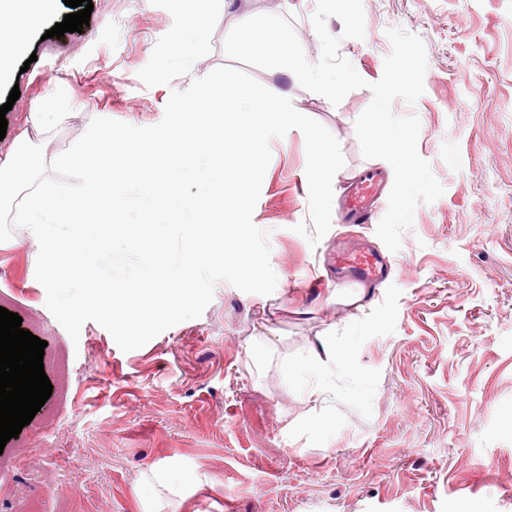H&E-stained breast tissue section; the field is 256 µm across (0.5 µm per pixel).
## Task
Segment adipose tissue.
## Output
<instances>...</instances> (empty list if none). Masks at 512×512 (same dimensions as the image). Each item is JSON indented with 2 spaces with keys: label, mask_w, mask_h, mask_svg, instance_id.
Returning <instances> with one entry per match:
<instances>
[{
  "label": "adipose tissue",
  "mask_w": 512,
  "mask_h": 512,
  "mask_svg": "<svg viewBox=\"0 0 512 512\" xmlns=\"http://www.w3.org/2000/svg\"><path fill=\"white\" fill-rule=\"evenodd\" d=\"M53 0H0V77L8 74L24 34L38 27Z\"/></svg>",
  "instance_id": "obj_1"
}]
</instances>
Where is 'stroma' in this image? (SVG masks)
<instances>
[{"label":"stroma","mask_w":512,"mask_h":512,"mask_svg":"<svg viewBox=\"0 0 512 512\" xmlns=\"http://www.w3.org/2000/svg\"><path fill=\"white\" fill-rule=\"evenodd\" d=\"M81 32L45 38L63 0L27 36L33 63L0 80L12 88L0 166L40 113L34 141L52 160L92 119L158 124L171 91L237 67L224 41L259 14L293 23L319 58L316 0H92ZM364 39L341 54L366 80L340 104L279 70L248 67L266 88L339 141L341 199L364 169L355 122L391 51L387 29L426 49L424 93L395 100L417 116L419 155L444 188L419 204L375 288H325L330 252L344 238L378 243L377 224H332L317 246L295 233L308 218L305 139L271 140L253 213L270 233L272 294L221 281L200 317L125 352L96 322L71 339L35 277L39 245L23 228L0 242V306L45 340L50 396L0 458V512H512V0H363ZM349 348L354 371L311 374L320 400L288 379L322 345ZM176 462L200 481L153 499L142 480Z\"/></svg>","instance_id":"1"}]
</instances>
